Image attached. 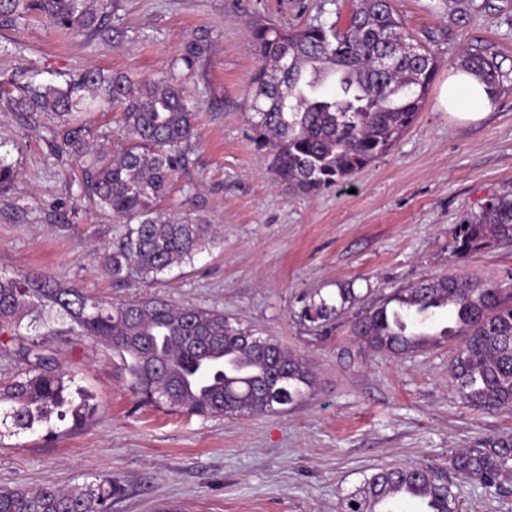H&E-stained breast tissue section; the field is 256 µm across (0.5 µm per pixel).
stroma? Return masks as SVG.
<instances>
[{
  "label": "stroma",
  "mask_w": 512,
  "mask_h": 512,
  "mask_svg": "<svg viewBox=\"0 0 512 512\" xmlns=\"http://www.w3.org/2000/svg\"><path fill=\"white\" fill-rule=\"evenodd\" d=\"M406 34L451 30L414 123L393 147L346 182L315 195L277 186L252 142L243 108L258 67L250 22L300 28L348 17L350 0H119L121 43L75 38L38 14L0 22V82L57 83L95 67L136 78L174 79L199 107L198 138L179 177L221 242L154 281L123 283L102 271L122 231L81 196V166L50 146L52 113L38 128L0 109V141L16 164L15 189L0 194V271L48 272L108 300L160 297L222 310L257 335L304 357L312 387L259 417H199L144 402L125 359L105 344L40 327L66 374L89 391L94 415L55 434L0 433V489L121 482L112 512H338L341 499L387 465L421 463L452 476L450 456L478 439L512 433V412L462 403L448 375L455 346L394 357L352 334L363 308L394 289L445 274L512 283V243L467 257L454 233L491 198L512 193V91L481 123L461 125L439 94L462 49L480 46L512 66V0H474L452 24L446 0H391ZM196 42L193 68L178 58ZM356 299L341 304L339 291ZM338 308L325 326L306 305ZM458 512H512V492L493 498L457 481Z\"/></svg>",
  "instance_id": "obj_1"
}]
</instances>
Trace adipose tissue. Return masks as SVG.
I'll return each instance as SVG.
<instances>
[{"label": "adipose tissue", "instance_id": "ef3b65f1", "mask_svg": "<svg viewBox=\"0 0 512 512\" xmlns=\"http://www.w3.org/2000/svg\"><path fill=\"white\" fill-rule=\"evenodd\" d=\"M440 105L454 119L470 123L480 121L492 112L497 99L488 93L478 77L459 68L450 73Z\"/></svg>", "mask_w": 512, "mask_h": 512}]
</instances>
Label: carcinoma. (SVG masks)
<instances>
[{"label":"carcinoma","mask_w":512,"mask_h":512,"mask_svg":"<svg viewBox=\"0 0 512 512\" xmlns=\"http://www.w3.org/2000/svg\"><path fill=\"white\" fill-rule=\"evenodd\" d=\"M119 0H0V18L37 10L46 21L76 36L119 41L109 26ZM259 66L249 81L245 107L254 113L251 139L274 181L302 194L344 182L386 154L414 121L438 66L435 36L422 55L410 50L390 0H352L344 27L317 19L290 30L252 21ZM395 65L381 71L380 57ZM458 66L478 75L495 96L512 82V68L480 48L464 51ZM25 125L43 112L59 117L50 146L83 162V187L94 203L122 225L103 270L116 282L134 269L156 279L175 264L218 242L213 225L197 212L175 215L162 203L189 164L196 135L195 105L174 80H137L88 68L62 84H28L3 98ZM119 111L127 145L119 152L91 150L83 112ZM15 165L0 154V191L15 185ZM512 243V195L495 197L464 220L454 251L467 257L494 243ZM452 312L437 333L427 321ZM336 307L311 304L304 317L327 320ZM35 328L66 319L69 331L105 343L129 359L132 387L144 401L200 417L260 416L275 409V378L288 377V394L312 386L307 360L266 337L267 350L251 343L250 330L233 325L214 308L175 307L157 298L115 303L49 274L0 273V330L19 336L12 354L24 365L0 382V427L19 433L50 423H79L94 409L92 396L66 383L53 351L24 341V319ZM353 335L373 350L407 355L458 341L450 372L468 405L492 412L512 410V289L446 275L402 288L382 305L363 311ZM454 474L501 494L512 485V435L479 440L452 458ZM454 483L419 465H389L365 477L340 503L339 512H457ZM120 481L106 477L71 490L55 486L0 491V512H112Z\"/></svg>","instance_id":"1"}]
</instances>
